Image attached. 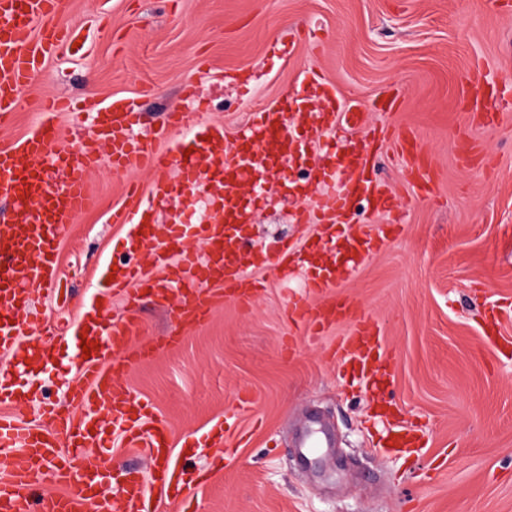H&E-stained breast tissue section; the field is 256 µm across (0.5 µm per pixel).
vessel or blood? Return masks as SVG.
Masks as SVG:
<instances>
[{
  "instance_id": "b4317fda",
  "label": "vessel or blood",
  "mask_w": 512,
  "mask_h": 512,
  "mask_svg": "<svg viewBox=\"0 0 512 512\" xmlns=\"http://www.w3.org/2000/svg\"><path fill=\"white\" fill-rule=\"evenodd\" d=\"M59 8L60 0H0V130L11 125L21 89L43 70L50 56L72 45L77 36L76 29L51 25ZM64 108L62 99L44 101L35 129L0 147V197L9 200L14 211L12 222L0 225V352L14 361L13 367L0 369V512H153L146 490L150 484L178 512L188 483L173 460L168 426L152 416L148 404L134 403L120 383L153 352L141 348L113 355L110 336L134 335L135 321L130 318L115 327L102 312L113 297L132 304L146 293L162 305L176 301L177 318L198 325L224 301L251 304L257 290L249 274L253 264L242 243L243 227L250 221L243 184L263 195L279 192L286 164L304 157L306 141L340 123L359 127L366 107L358 96L341 98L329 79L315 73L300 94L257 108L234 135H226L220 125L194 129L188 116L175 110L151 141L134 137L141 115L132 104H96L90 117L98 138L109 144L108 154L89 144L66 158L54 148V115ZM174 130L182 131V139L171 148H159V141ZM411 140L408 134L398 136L397 148L407 158L413 187L426 191L433 177L412 157ZM372 155V141L358 139L337 163L312 167L308 179L321 186L311 200L312 223H351L360 200L377 213L397 209L394 193L369 175ZM105 159L118 171L152 172L156 180L149 199L200 203L204 217L195 224L173 218L167 226V242L161 245L152 211L142 202L113 209L112 221L124 226L129 248L138 259L117 265L109 283L85 299L64 335L74 347L85 342L93 346L90 358L80 361L77 380L68 387L69 402L80 405L84 414L74 420L50 407L43 411L44 426L35 427L2 411L6 405L33 401L30 390L15 383L14 372L49 361L56 342L52 336L21 341L32 312L30 295L53 287L56 243L78 216L95 207L88 177ZM61 164L66 167L65 179L52 181L51 169ZM173 168L178 175L171 179L167 173ZM372 248V236L366 232L305 245V261L312 271L310 292L286 300L295 333L284 344L285 353L293 352L298 339H316L338 322L349 324L350 332L337 342L336 359L366 347L372 336L370 324L357 316L348 299L339 296L318 305L313 298L348 279L357 261ZM146 265L164 268L158 283L143 278ZM104 408L110 419L100 417ZM111 424L128 425L124 445L152 461L150 476L129 467L121 471L119 482L105 484L103 465L90 453Z\"/></svg>"
}]
</instances>
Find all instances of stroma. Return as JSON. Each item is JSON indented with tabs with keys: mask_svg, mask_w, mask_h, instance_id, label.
<instances>
[{
	"mask_svg": "<svg viewBox=\"0 0 512 512\" xmlns=\"http://www.w3.org/2000/svg\"><path fill=\"white\" fill-rule=\"evenodd\" d=\"M53 22L79 28L83 46L60 50L22 90L0 146L32 132L36 101L53 97L134 99L139 132L151 136L166 112L185 109L188 83L201 121L230 135L316 70L367 104L401 92L399 110L367 121L415 131L433 164L435 192L420 198L391 144L376 150L371 175L400 196L402 230L339 285L378 337L388 366L380 388L332 360L347 324L282 354L285 297L305 293L304 273L284 285L258 271L254 305L224 303L194 326L152 299L132 309L113 299L108 320L134 313V343L161 345L124 385L167 422L186 472L209 474L202 489L188 490L185 512H512V110L486 92L489 82L512 78V0H65ZM476 97L496 111L493 125L473 112ZM462 134L483 143L482 170L458 161ZM152 180L107 161L90 175L99 206L59 244L71 301L36 290L37 335H55L77 316L102 265L128 257L125 230L110 215ZM302 205L294 194L262 198L247 252L298 251L311 232ZM173 332L181 343L163 347ZM75 375L60 345L27 380L75 417L65 397ZM245 390L256 398L247 410L239 406ZM224 421L228 446H210L209 431ZM395 427L424 440L384 445ZM311 429L336 442L316 452L313 466L295 447Z\"/></svg>",
	"mask_w": 512,
	"mask_h": 512,
	"instance_id": "obj_1",
	"label": "stroma"
}]
</instances>
